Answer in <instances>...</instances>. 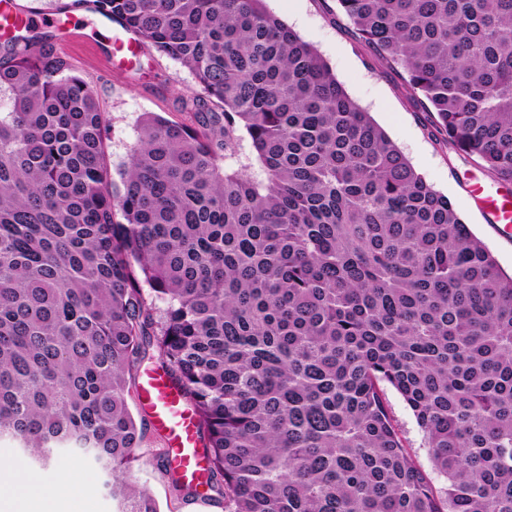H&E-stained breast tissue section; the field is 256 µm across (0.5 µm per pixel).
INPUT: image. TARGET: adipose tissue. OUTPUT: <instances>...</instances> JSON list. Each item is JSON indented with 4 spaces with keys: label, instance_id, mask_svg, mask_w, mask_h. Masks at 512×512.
I'll return each instance as SVG.
<instances>
[{
    "label": "adipose tissue",
    "instance_id": "ef3b65f1",
    "mask_svg": "<svg viewBox=\"0 0 512 512\" xmlns=\"http://www.w3.org/2000/svg\"><path fill=\"white\" fill-rule=\"evenodd\" d=\"M62 497L16 461L0 462V512H62Z\"/></svg>",
    "mask_w": 512,
    "mask_h": 512
}]
</instances>
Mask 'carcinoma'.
I'll return each instance as SVG.
<instances>
[{
  "label": "carcinoma",
  "mask_w": 512,
  "mask_h": 512,
  "mask_svg": "<svg viewBox=\"0 0 512 512\" xmlns=\"http://www.w3.org/2000/svg\"><path fill=\"white\" fill-rule=\"evenodd\" d=\"M79 2L191 72V124L145 116L117 183L92 81L30 26L0 40V439L160 512L129 476L153 347L225 512H512V275L448 197L264 0ZM336 2L511 185L512 0ZM241 131L262 180L220 164ZM387 398L392 414L400 426L406 446L416 455L422 466L429 468L428 452L425 448L423 433L418 428L410 409L392 389L387 390Z\"/></svg>",
  "instance_id": "1"
}]
</instances>
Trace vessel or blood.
<instances>
[{"label": "vessel or blood", "instance_id": "vessel-or-blood-1", "mask_svg": "<svg viewBox=\"0 0 512 512\" xmlns=\"http://www.w3.org/2000/svg\"><path fill=\"white\" fill-rule=\"evenodd\" d=\"M472 195L482 198V208L490 223L512 227V196L486 192L472 185ZM140 401L154 430L167 448L168 468L178 472L186 482L204 479L207 458L198 434V420L186 405L182 393L165 371L146 372L140 382Z\"/></svg>", "mask_w": 512, "mask_h": 512}]
</instances>
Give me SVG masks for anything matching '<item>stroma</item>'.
<instances>
[{"label": "stroma", "instance_id": "35a3bbf8", "mask_svg": "<svg viewBox=\"0 0 512 512\" xmlns=\"http://www.w3.org/2000/svg\"><path fill=\"white\" fill-rule=\"evenodd\" d=\"M266 6L318 51L349 96L370 112L426 182L448 197L470 231L500 267L511 273L512 236H504L487 222L481 205L468 192L470 183L492 190L495 182L473 158L436 143L422 108L406 96L400 77L355 36L336 0H266ZM68 13L78 18L82 38L65 41L62 30L53 27L49 30L52 43L77 72L92 81L109 119L112 165L118 168L136 143L143 114L189 122L190 115L182 111L180 101L190 96L194 80L179 64L153 52H143L135 63L115 57L113 41L121 32L119 26L75 4L69 6ZM387 398L406 446L421 465H428L423 434L410 409L395 391H388ZM163 445L155 431H148L141 450L143 459L134 468L136 479L150 490L161 512H219L224 501L216 493L182 498L172 494L157 463Z\"/></svg>", "mask_w": 512, "mask_h": 512}]
</instances>
